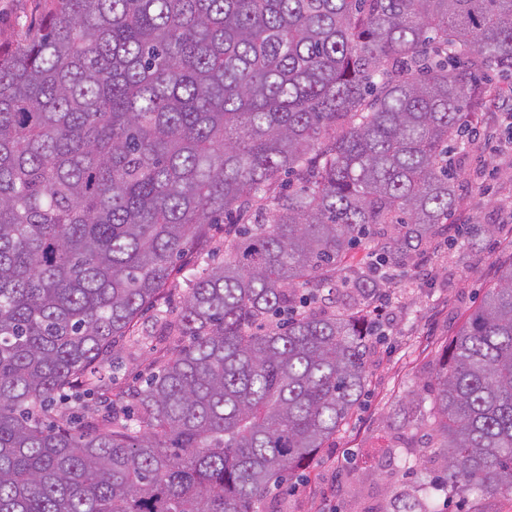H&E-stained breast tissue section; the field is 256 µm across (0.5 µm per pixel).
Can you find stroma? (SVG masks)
<instances>
[{
	"instance_id": "stroma-1",
	"label": "stroma",
	"mask_w": 512,
	"mask_h": 512,
	"mask_svg": "<svg viewBox=\"0 0 512 512\" xmlns=\"http://www.w3.org/2000/svg\"><path fill=\"white\" fill-rule=\"evenodd\" d=\"M46 13V0H0V50H13ZM490 79L501 96L480 114L478 128L504 141L511 135L500 116L512 110V78L494 72ZM459 182L455 219L465 235L414 258L427 278L400 274L391 282L385 337L371 346L360 401L291 490L281 492L288 512H372L424 491L446 504L447 490L430 484L442 462L423 446L424 398L445 346L495 284L499 261L512 256V153L489 159L481 140L466 145ZM153 360L148 344L121 348L112 368L116 383L134 385Z\"/></svg>"
}]
</instances>
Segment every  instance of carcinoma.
I'll use <instances>...</instances> for the list:
<instances>
[{
	"mask_svg": "<svg viewBox=\"0 0 512 512\" xmlns=\"http://www.w3.org/2000/svg\"><path fill=\"white\" fill-rule=\"evenodd\" d=\"M49 2L0 53V512H280L365 389L374 266L448 231L512 0ZM220 232L154 371L113 387ZM426 428L434 482L512 497V256ZM205 267L206 265H204V263L199 265L197 254L193 253L184 264L173 286L166 291L163 298L159 301L158 307L161 310H166L168 305L170 311L175 310L186 295V284L184 280L198 277L202 268Z\"/></svg>",
	"mask_w": 512,
	"mask_h": 512,
	"instance_id": "carcinoma-1",
	"label": "carcinoma"
}]
</instances>
